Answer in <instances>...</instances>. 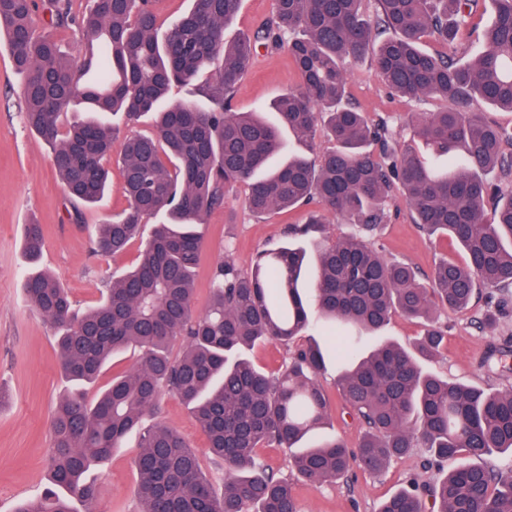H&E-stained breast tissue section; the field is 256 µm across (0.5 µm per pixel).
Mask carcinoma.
I'll return each instance as SVG.
<instances>
[{
    "mask_svg": "<svg viewBox=\"0 0 512 512\" xmlns=\"http://www.w3.org/2000/svg\"><path fill=\"white\" fill-rule=\"evenodd\" d=\"M273 0L272 16L254 35L233 41L226 27L242 0H192L191 9L158 36L154 0H97L81 11L73 0H0V40L23 80L26 125L51 147L75 220L104 195L117 127L71 119L82 106L136 122L154 115L150 134L123 141L120 167L127 206L96 224L94 252L124 253L149 217H163L141 244L132 268L105 282L100 300L80 311L64 286L42 269L23 279L31 308L53 332L63 374L93 384L117 355L132 364L95 398L77 391L57 403L47 448L49 485L14 512H76L98 497L89 472L138 435L135 498L140 512H300L288 478L265 464L259 449L296 448L330 415L318 381L325 356L317 343L297 348L285 367L267 372L238 356L259 341H290L312 312L330 322L336 356H354L337 329H380L398 312L427 322L414 351L385 343L344 368L338 392L364 434L351 450L334 438L291 458L296 473L336 485L354 466L385 470L416 447L438 465L461 455L512 452V387L485 390L422 372L417 357L445 342L433 311L468 309L487 290L496 308L512 296V131L486 120L481 107L512 112V0H490L493 17L481 49L457 61L425 49L434 39L462 44L477 30L480 0ZM42 8L48 31L33 27ZM72 32L84 46L65 57L52 31ZM287 49L300 85L271 103L278 122L233 112L238 83L258 59V46ZM371 58L391 94L409 102H447L412 120L413 136L447 158L437 171L411 143L397 144L388 117L342 104L349 65ZM197 83L207 106H162L171 87ZM323 125L334 146L311 161L292 148ZM238 185L258 216L315 203L308 221L289 230L309 238L333 213L359 234L310 255L294 244L262 252L249 273L230 255L218 261L205 307L197 310L194 276L203 250L197 227L224 206ZM404 197L412 223L442 232L464 260L441 261L427 279L406 262L369 247L393 196ZM26 256L44 247L42 226L22 225ZM312 288H305L307 281ZM512 355L494 345L493 370ZM189 409L225 467L215 490L196 449L158 420L165 397ZM512 512V470L465 463L434 483L410 482L378 512Z\"/></svg>",
    "mask_w": 512,
    "mask_h": 512,
    "instance_id": "cac0c4a2",
    "label": "carcinoma"
}]
</instances>
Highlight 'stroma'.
Masks as SVG:
<instances>
[{"instance_id": "1", "label": "stroma", "mask_w": 512, "mask_h": 512, "mask_svg": "<svg viewBox=\"0 0 512 512\" xmlns=\"http://www.w3.org/2000/svg\"><path fill=\"white\" fill-rule=\"evenodd\" d=\"M351 74L354 102L368 112L390 117L399 126L408 125L410 113L442 107L438 101L416 104L390 98L370 63L354 65ZM299 83L287 51L261 52L255 66L237 85L232 106L238 112L252 111ZM23 112L22 80L14 72L6 45L0 43V387L9 394L0 404V512H13L18 502L39 496L47 485L45 450L50 420L57 401L71 388L59 367L51 331L25 301L22 280L30 265L19 242L21 224L35 220L42 225L46 243L40 266L60 278L83 307L100 299L104 278L131 267L139 254L135 243L108 259L92 253L88 225L102 223L126 205L119 168H112L104 198L84 207L81 222H74L73 208L53 167L50 149L28 130ZM245 193V187L235 188L224 207L205 218L204 248L195 276L197 307H204L208 300L219 254L230 252L237 267L249 272L258 252L283 246L288 241L289 225L305 219L301 209L256 217L244 203ZM371 244L384 257L410 262L425 275L441 259L463 257L451 238L427 236L412 224L400 196L390 201L387 222ZM483 311L480 302L466 312L438 309L447 337L440 355L423 360L424 371L467 386H512V370L492 374L483 366L490 345L512 340V315L490 331L478 326ZM422 331L421 321L396 314L382 329L359 334L356 349L363 356L387 341L410 348ZM340 370L335 352H328L318 380L330 401V418L309 435L307 445L333 436L351 448L358 444L360 428L336 387ZM163 419L200 450L203 467H211L205 452L206 437L189 411L168 399ZM137 443V436H128L124 448L93 472L100 494L90 512H137L133 463ZM261 456L288 477L300 512H378L381 502L404 487L409 476L426 481L435 477L434 471L424 466L426 454L421 448L378 474L353 468L347 481L337 486H318L299 477L289 463V452L283 449L266 448Z\"/></svg>"}]
</instances>
